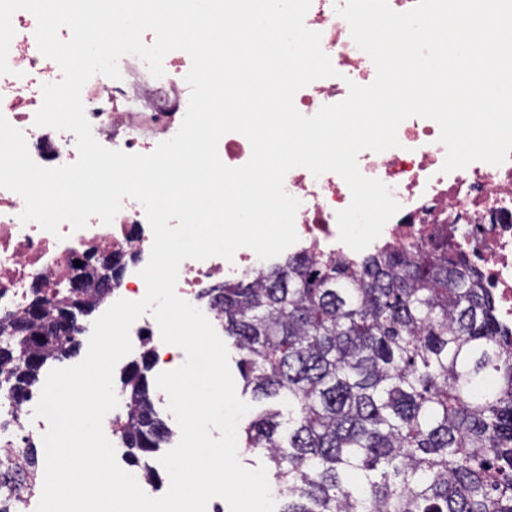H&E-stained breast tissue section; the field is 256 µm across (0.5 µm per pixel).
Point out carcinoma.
<instances>
[{
  "instance_id": "obj_1",
  "label": "carcinoma",
  "mask_w": 512,
  "mask_h": 512,
  "mask_svg": "<svg viewBox=\"0 0 512 512\" xmlns=\"http://www.w3.org/2000/svg\"><path fill=\"white\" fill-rule=\"evenodd\" d=\"M241 352L244 389L276 399L244 449L274 465L280 512H512V331L477 270L448 246L357 261L289 256L253 281L205 288ZM0 350V389L27 399L76 341L27 328ZM147 350L120 375L133 462L171 432ZM37 450L0 460V501L39 477Z\"/></svg>"
}]
</instances>
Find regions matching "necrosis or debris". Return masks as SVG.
<instances>
[{"label":"necrosis or debris","instance_id":"1","mask_svg":"<svg viewBox=\"0 0 512 512\" xmlns=\"http://www.w3.org/2000/svg\"><path fill=\"white\" fill-rule=\"evenodd\" d=\"M345 2L312 0L305 16L306 26L321 33L322 48L338 75L297 92L295 105L302 114L309 116L323 105L344 100L349 82L367 85L375 78L371 59L354 43L348 23L337 13ZM12 23L16 31L8 56L12 72L0 75V114L23 132L38 164L73 163L78 157L74 134L34 123L42 85L59 82L62 71L40 53L37 22L31 13L16 12ZM163 66L164 76L156 78L141 58L126 55L119 60L120 79L96 75L87 82L82 101L101 145L147 154L176 134L188 106L190 87L185 76L191 59L176 50L165 57ZM438 136L434 121L412 117L398 129L400 147L380 154L360 153L362 174L388 185L400 205L372 247H399L420 238L447 239L449 249L463 253L479 271L500 321L512 329V158L499 166L474 162L445 174L441 171L445 148ZM284 188L300 202L295 216L299 240L290 247V254L351 255V248L339 239L336 219L351 200L343 179L332 172L316 177L307 169L295 168L286 175ZM23 209L18 194L0 189V317L23 313L35 286L63 287L75 258L109 248L137 255L111 300L136 301L144 296L146 287L139 272L149 260L153 235L139 202L124 199L112 224L93 217L76 232L62 224L56 235L36 223H22ZM264 266V260L248 248L238 249L230 261L189 259L180 266L176 291L192 301L211 280L251 279ZM47 429V421L35 417L33 405L17 407L9 399H0L1 453L21 457L24 448L41 441Z\"/></svg>","mask_w":512,"mask_h":512}]
</instances>
